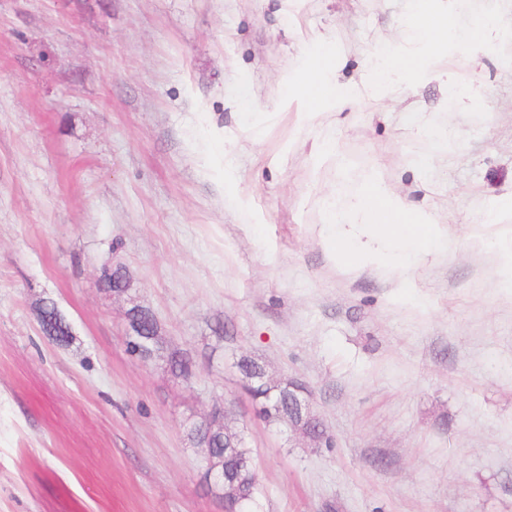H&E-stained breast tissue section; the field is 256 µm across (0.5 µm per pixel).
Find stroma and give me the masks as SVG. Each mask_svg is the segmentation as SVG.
<instances>
[{"instance_id": "1", "label": "stroma", "mask_w": 512, "mask_h": 512, "mask_svg": "<svg viewBox=\"0 0 512 512\" xmlns=\"http://www.w3.org/2000/svg\"><path fill=\"white\" fill-rule=\"evenodd\" d=\"M403 12L0 0V512H224L184 430L222 406L257 512H512V292L486 243L490 206L512 201V65L454 52L379 103L281 99L322 40L361 84ZM367 175L447 225V253L397 273L332 259L321 201ZM116 264L124 298L99 285ZM47 298L70 345L39 329ZM134 304L190 380L129 352ZM244 354L306 386L327 442L257 416Z\"/></svg>"}]
</instances>
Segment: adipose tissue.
I'll return each instance as SVG.
<instances>
[{
    "label": "adipose tissue",
    "mask_w": 512,
    "mask_h": 512,
    "mask_svg": "<svg viewBox=\"0 0 512 512\" xmlns=\"http://www.w3.org/2000/svg\"><path fill=\"white\" fill-rule=\"evenodd\" d=\"M364 182L365 191L348 207H338L332 195L324 200L321 234L340 259L395 273L419 264L428 255L447 251L446 226L417 219L372 177H365ZM350 224L362 227L364 241L345 236L344 228Z\"/></svg>",
    "instance_id": "1"
}]
</instances>
